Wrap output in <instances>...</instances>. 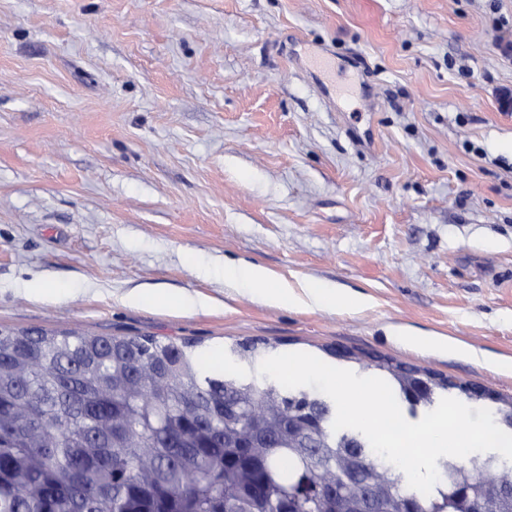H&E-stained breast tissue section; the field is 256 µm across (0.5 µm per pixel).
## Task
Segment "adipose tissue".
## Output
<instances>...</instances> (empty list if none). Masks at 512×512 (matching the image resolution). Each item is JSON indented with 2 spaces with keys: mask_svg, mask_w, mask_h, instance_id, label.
Instances as JSON below:
<instances>
[{
  "mask_svg": "<svg viewBox=\"0 0 512 512\" xmlns=\"http://www.w3.org/2000/svg\"><path fill=\"white\" fill-rule=\"evenodd\" d=\"M224 279L235 286L258 294L272 305H316L330 309L343 308L360 311L370 306L365 295L348 296L334 286L323 282H305L293 289L276 278L268 269L256 264L228 266ZM128 304L153 309L187 311L205 308L203 298L186 294H171L160 289L136 290L126 297Z\"/></svg>",
  "mask_w": 512,
  "mask_h": 512,
  "instance_id": "1",
  "label": "adipose tissue"
}]
</instances>
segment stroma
I'll use <instances>...</instances> for the list:
<instances>
[{
    "instance_id": "stroma-1",
    "label": "stroma",
    "mask_w": 512,
    "mask_h": 512,
    "mask_svg": "<svg viewBox=\"0 0 512 512\" xmlns=\"http://www.w3.org/2000/svg\"><path fill=\"white\" fill-rule=\"evenodd\" d=\"M510 37L512 0H0V328L186 340L244 380L417 367L505 406ZM238 263L372 303L273 306ZM72 285L67 282L46 283L34 281L26 290L35 297L59 298L66 296L72 290ZM125 301L132 306L176 311L202 309L207 305L203 298L171 294L161 289L132 291Z\"/></svg>"
}]
</instances>
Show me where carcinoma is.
Returning a JSON list of instances; mask_svg holds the SVG:
<instances>
[{
    "label": "carcinoma",
    "mask_w": 512,
    "mask_h": 512,
    "mask_svg": "<svg viewBox=\"0 0 512 512\" xmlns=\"http://www.w3.org/2000/svg\"><path fill=\"white\" fill-rule=\"evenodd\" d=\"M387 370L413 416L438 390L480 396ZM421 378L429 391L410 396ZM334 418L319 393L209 370L185 342L0 329V512H224L246 488L257 512L300 488L312 512L365 493L375 512H512L500 454L437 460L428 496Z\"/></svg>",
    "instance_id": "obj_1"
}]
</instances>
